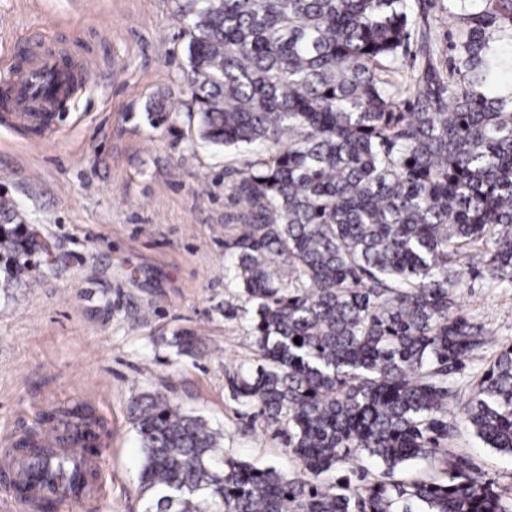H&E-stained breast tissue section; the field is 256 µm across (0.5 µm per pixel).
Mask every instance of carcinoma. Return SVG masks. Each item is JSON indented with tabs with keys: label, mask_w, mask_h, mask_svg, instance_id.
I'll return each instance as SVG.
<instances>
[{
	"label": "carcinoma",
	"mask_w": 512,
	"mask_h": 512,
	"mask_svg": "<svg viewBox=\"0 0 512 512\" xmlns=\"http://www.w3.org/2000/svg\"><path fill=\"white\" fill-rule=\"evenodd\" d=\"M426 4L177 0L187 124L246 153L224 276L254 307L262 363L233 393L283 432L298 470L226 458L205 419L144 394V512H512L508 489L448 447L465 426L512 458V347L448 417L454 374L492 343L457 312L474 250L512 283V88L496 89L512 0H448L447 67ZM177 117L145 107L153 128ZM36 246L1 199L5 283ZM58 414L95 426L86 407ZM415 461L433 475L404 476Z\"/></svg>",
	"instance_id": "carcinoma-1"
}]
</instances>
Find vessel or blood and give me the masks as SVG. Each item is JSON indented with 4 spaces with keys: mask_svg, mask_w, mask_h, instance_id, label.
Returning a JSON list of instances; mask_svg holds the SVG:
<instances>
[{
    "mask_svg": "<svg viewBox=\"0 0 512 512\" xmlns=\"http://www.w3.org/2000/svg\"><path fill=\"white\" fill-rule=\"evenodd\" d=\"M84 81L85 75L72 50L48 49L38 39L25 41L17 45L10 77L0 91V112L22 124L39 122L44 114L68 111ZM53 453L72 461L74 474L47 478L46 461L22 450L11 466L0 470L1 479L11 488L20 489L19 500L28 512H38L48 498L73 503L93 492L92 485L82 482L80 476L99 473L97 440L88 438L73 445H58Z\"/></svg>",
    "mask_w": 512,
    "mask_h": 512,
    "instance_id": "b4317fda",
    "label": "vessel or blood"
}]
</instances>
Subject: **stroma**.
Wrapping results in <instances>:
<instances>
[{
    "label": "stroma",
    "mask_w": 512,
    "mask_h": 512,
    "mask_svg": "<svg viewBox=\"0 0 512 512\" xmlns=\"http://www.w3.org/2000/svg\"><path fill=\"white\" fill-rule=\"evenodd\" d=\"M182 27L175 0H0V49L52 36L79 48L88 75L58 133L0 126V196L50 250L0 288V455L11 437L44 429L51 404L103 422L97 496L45 512H143L131 411L146 393L205 417L225 456L297 470L284 435L231 389L259 359L252 307L224 277L243 158L139 118L151 100L190 101ZM459 306L492 338L456 375L465 399L512 343V284L474 274ZM176 333L195 336L199 354H179ZM452 446L512 490V464L471 431Z\"/></svg>",
    "instance_id": "obj_1"
}]
</instances>
